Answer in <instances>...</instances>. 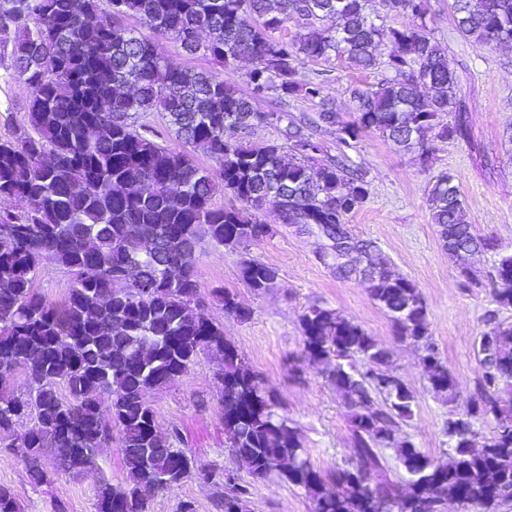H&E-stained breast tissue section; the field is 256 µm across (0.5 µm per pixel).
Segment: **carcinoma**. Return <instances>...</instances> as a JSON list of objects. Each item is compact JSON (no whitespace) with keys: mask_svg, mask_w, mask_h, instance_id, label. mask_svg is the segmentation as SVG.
<instances>
[{"mask_svg":"<svg viewBox=\"0 0 512 512\" xmlns=\"http://www.w3.org/2000/svg\"><path fill=\"white\" fill-rule=\"evenodd\" d=\"M0 0V46L10 48L12 73L26 83L33 133L0 141V379L21 368L28 389L0 396V431L32 415L19 436L29 450L30 481H49L43 459L61 450L60 470L80 473L84 449L119 435L125 485L102 484L99 512L115 494L125 512H148L150 501L181 479L196 477L214 489L217 512H246L249 486L229 471L197 469L175 447L177 429L159 430L148 394L163 379L181 377L199 355L224 357L218 380L224 434L236 459H249L252 475L274 473L305 490L315 512H442L449 498H468L474 512L512 505V253H496L482 281L464 269L465 282L488 287L497 309L485 317L478 361L485 363L476 398L451 410L443 428L446 461L433 459L400 424L414 416L415 396L389 363L393 351L359 324L317 304L301 315L304 357L331 362L326 373L348 409L351 462L328 477L317 472L300 433L276 411L269 390L224 340V329L202 312L196 252L207 240L236 249L270 235L261 219L275 207L281 223L303 231L324 227L353 237L346 218L369 197L367 172L346 149L370 132L429 161L428 135L466 134L458 108L456 74L445 48L431 35L428 0H385L389 13L413 22L393 27L370 0ZM457 31L482 46L512 43V0H452ZM136 17L169 36L188 55L201 53L231 67L248 60L247 91L203 71L178 67L155 43L126 24ZM301 21L292 40L278 36ZM347 61L362 71L386 73L375 87L351 92L352 119L342 121L323 84L301 81L306 60ZM275 92L279 102L299 93L318 101V121L282 111L262 112L257 100ZM148 112L166 117L183 149H168L139 123ZM285 125L290 155L281 146H255L241 129ZM336 128L339 152L319 158L316 137ZM216 163L208 170L192 151ZM239 202L218 207V188ZM432 223L443 247L483 243L466 219V202L453 175L428 190ZM51 256L73 274L64 302L52 304L32 288L40 259ZM240 274L255 293L271 288L277 270L244 259ZM372 300L391 319L395 339L423 350L432 392L451 403L456 382L429 333L425 299L407 277L381 265L362 276ZM225 313L247 311L226 292ZM67 395L61 396L59 386ZM380 399L383 407L373 408ZM488 423L485 449L469 442ZM394 451L404 486L368 475L385 469ZM0 512H21L0 485Z\"/></svg>","mask_w":512,"mask_h":512,"instance_id":"cac0c4a2","label":"carcinoma"}]
</instances>
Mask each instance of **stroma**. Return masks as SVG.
<instances>
[{"label":"stroma","instance_id":"35a3bbf8","mask_svg":"<svg viewBox=\"0 0 512 512\" xmlns=\"http://www.w3.org/2000/svg\"><path fill=\"white\" fill-rule=\"evenodd\" d=\"M429 26L447 49L448 63L458 80L457 98L469 133L464 139H430V161L420 165L415 154L403 152L378 135L364 134L349 155L368 170L370 195L349 219L358 238L373 242L394 270L417 284L428 309L429 333L457 384L453 404L438 400L425 379L422 352L411 343L394 339L387 315L369 296L364 283L337 278L331 263L322 259L320 237L280 224L274 208L263 220L273 235L231 249L201 243L196 274L207 318L224 328V336L249 367L273 389L277 410L299 430L313 466L322 474L345 466L351 457L350 423L342 397L326 380L322 367L306 363L302 355L301 315L320 304L347 316L383 346L392 348L393 371L413 390V417L403 422L401 435L426 454L442 460L447 445L443 434L449 409L462 410L475 397L480 372L477 341L494 304L484 288L465 285L460 275L469 268L490 270L495 254H448L432 224L427 195L436 176L452 174L466 199L468 221L477 234L493 238L500 251L512 252V45L488 49L462 37L450 11L451 0H429ZM134 28L153 39L160 52L176 65L207 70L236 86H245L248 62L222 68L210 57L185 54L172 39L155 34L142 21ZM11 59L0 51V113L11 111L10 124H0V139L29 132L24 81L9 78ZM301 73L308 80H323L324 94L336 105L341 120L352 118L350 91L375 86L380 72H361L340 59L306 62ZM252 259L274 267L278 276L264 293L253 292L242 281L240 262ZM72 283L71 273L52 257L37 267L33 286L49 302L62 303ZM228 290L248 312L247 318L229 316L216 293ZM224 361L200 355L173 383L152 390L148 399L161 430L178 428V446L197 467L224 468L249 481L252 495L247 512H313V503L301 488L270 475L256 478L227 451L224 415L217 402V381ZM29 426L21 421L14 432L0 434V485L11 488L22 512H97L101 483L124 484L127 471L118 442L100 448L97 463L82 473L57 468V457L44 459L50 480L30 482L22 448L13 446L15 434ZM189 501L196 512H215L211 489L195 478L159 493L150 512H179Z\"/></svg>","mask_w":512,"mask_h":512}]
</instances>
